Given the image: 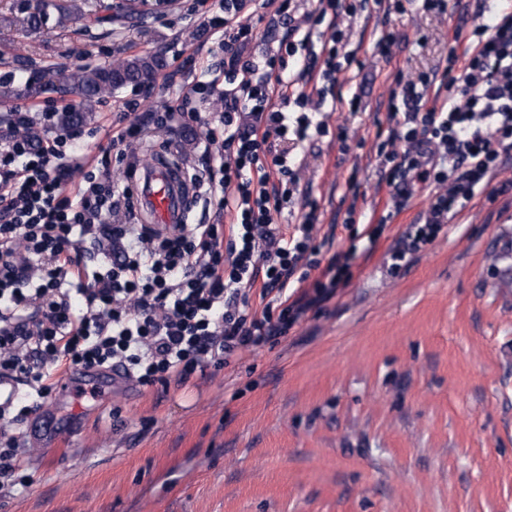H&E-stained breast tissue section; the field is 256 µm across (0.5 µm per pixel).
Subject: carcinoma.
Masks as SVG:
<instances>
[{
  "label": "carcinoma",
  "instance_id": "carcinoma-1",
  "mask_svg": "<svg viewBox=\"0 0 512 512\" xmlns=\"http://www.w3.org/2000/svg\"><path fill=\"white\" fill-rule=\"evenodd\" d=\"M52 17L58 26L80 20L89 27L110 21L113 15L102 16L96 10H86L79 0H37L33 11L26 15L25 23L29 29L38 31ZM163 66L161 56L148 53L107 66L87 64L50 74L32 68L28 61L19 58L18 86H13L11 82L1 84L0 96L6 99L15 95L38 98L45 94L77 90L81 101L77 104L68 103L57 111V127L64 132L87 125L92 119L94 105L102 96L128 85H138Z\"/></svg>",
  "mask_w": 512,
  "mask_h": 512
}]
</instances>
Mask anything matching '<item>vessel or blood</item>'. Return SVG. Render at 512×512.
Here are the masks:
<instances>
[{
	"mask_svg": "<svg viewBox=\"0 0 512 512\" xmlns=\"http://www.w3.org/2000/svg\"><path fill=\"white\" fill-rule=\"evenodd\" d=\"M139 217L159 232L183 224L189 209V192L171 179L170 169L156 166L143 171L136 186Z\"/></svg>",
	"mask_w": 512,
	"mask_h": 512,
	"instance_id": "b4317fda",
	"label": "vessel or blood"
}]
</instances>
